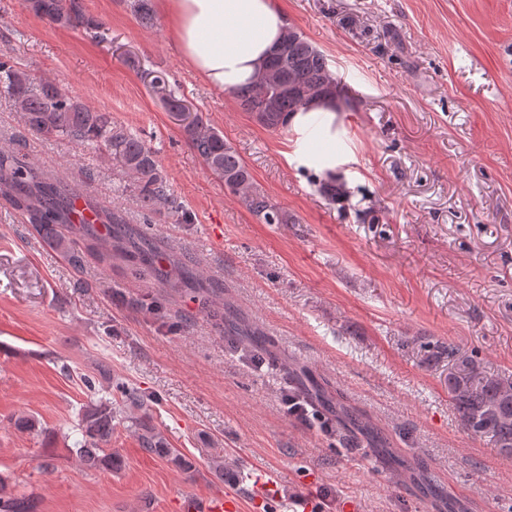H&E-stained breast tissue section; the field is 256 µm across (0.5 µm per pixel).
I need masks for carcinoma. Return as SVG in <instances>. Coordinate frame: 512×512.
<instances>
[{"mask_svg": "<svg viewBox=\"0 0 512 512\" xmlns=\"http://www.w3.org/2000/svg\"><path fill=\"white\" fill-rule=\"evenodd\" d=\"M27 5L35 16L52 24L82 28L95 34L104 31V23L87 15L81 0H27ZM332 85L340 98H347L346 89L329 68L326 55L301 32L290 29L257 79L234 89L233 94L239 107L259 125L279 131L287 127L291 113L307 105L304 95L333 99L329 93ZM150 86L171 111L184 110L179 89L170 86L164 74L155 75ZM2 94L11 99L28 130L97 147L119 164L138 191L144 221H150L151 214L165 208L177 214L182 212L155 152L142 137L112 124L110 113L90 108L58 85L33 81L15 65L10 52L3 49L0 50ZM182 131L209 171L240 197L250 213L266 224L295 223L288 211L274 204L255 185L250 170L221 132L196 116L182 126ZM0 189L9 192L11 205L26 217L33 234L63 250L73 266L81 264L85 249L98 253L102 263L112 264V251L99 250L100 241L105 239L114 244L117 255L133 274L149 275L175 290L189 285L185 270L174 275L159 262L161 250L156 239L128 227L117 210L98 212L97 222L78 230L79 242L66 241L59 229L73 224L71 189L60 178L40 175L7 146L0 147ZM428 348L435 358L448 356V394L463 427L473 436L490 438L502 453L512 455V379L486 373L474 355L452 342H436ZM115 392L125 406L141 407L151 400V396L124 382L116 383ZM341 417L366 435L370 447H387V438L359 424L353 412L344 408ZM116 420L117 411L107 400L83 410L79 424L82 439L78 441L82 460L90 464L102 460L111 468L122 467L120 458L110 453L100 455L103 444L112 436ZM131 425L138 429L145 451L168 458L179 469L190 468L179 450L169 447L160 431L134 417ZM0 512H36V502L25 495L0 496Z\"/></svg>", "mask_w": 512, "mask_h": 512, "instance_id": "carcinoma-1", "label": "carcinoma"}]
</instances>
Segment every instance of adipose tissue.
<instances>
[{"instance_id": "adipose-tissue-1", "label": "adipose tissue", "mask_w": 512, "mask_h": 512, "mask_svg": "<svg viewBox=\"0 0 512 512\" xmlns=\"http://www.w3.org/2000/svg\"><path fill=\"white\" fill-rule=\"evenodd\" d=\"M189 66L212 88L253 80L287 30L281 0H159Z\"/></svg>"}]
</instances>
